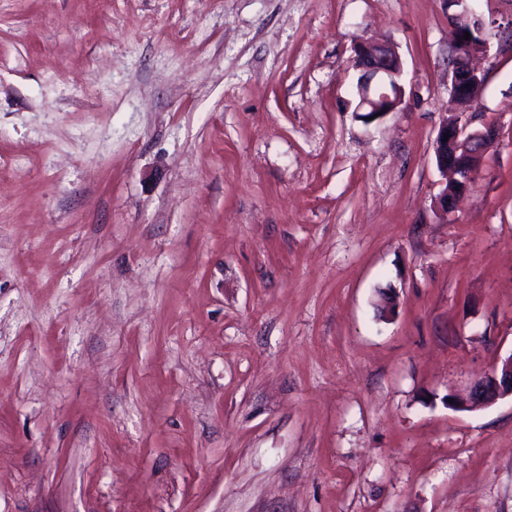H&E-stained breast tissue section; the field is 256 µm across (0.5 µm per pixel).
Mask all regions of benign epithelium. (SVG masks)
Instances as JSON below:
<instances>
[{"mask_svg": "<svg viewBox=\"0 0 512 512\" xmlns=\"http://www.w3.org/2000/svg\"><path fill=\"white\" fill-rule=\"evenodd\" d=\"M454 29L451 45L452 75L450 97L453 107L444 117L433 143L437 168L443 175H452L459 190L443 188L437 198L438 207L447 212L456 196L470 190L484 155L497 138V128L484 124L471 127L463 109L478 105V93L484 75L472 66L477 55L486 56L491 48L494 31L480 30L479 40L464 39L472 30L468 10L448 13ZM353 67L360 72L357 84L358 103L355 111L366 113L365 120L378 119L395 112L405 96L401 82L402 62L394 45L360 40L354 46ZM512 397V354L495 365L491 372L473 380L464 396L449 394L454 402L448 407L471 411L487 407L505 397Z\"/></svg>", "mask_w": 512, "mask_h": 512, "instance_id": "7a95c632", "label": "benign epithelium"}]
</instances>
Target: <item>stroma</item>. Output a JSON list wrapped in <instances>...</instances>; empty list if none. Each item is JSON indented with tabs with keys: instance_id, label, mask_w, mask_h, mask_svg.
I'll use <instances>...</instances> for the list:
<instances>
[{
	"instance_id": "1",
	"label": "stroma",
	"mask_w": 512,
	"mask_h": 512,
	"mask_svg": "<svg viewBox=\"0 0 512 512\" xmlns=\"http://www.w3.org/2000/svg\"><path fill=\"white\" fill-rule=\"evenodd\" d=\"M473 3L498 135L443 217L448 0H0V512H512V399L445 404L512 354ZM353 67L360 72L355 112H365V120L374 121L382 114L398 110L405 90L401 82L402 62L394 45L358 41Z\"/></svg>"
}]
</instances>
